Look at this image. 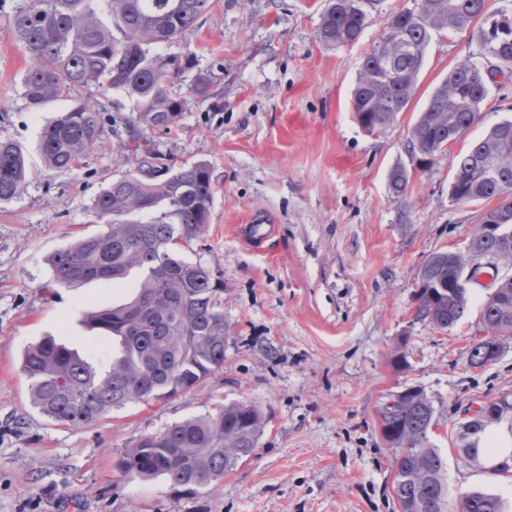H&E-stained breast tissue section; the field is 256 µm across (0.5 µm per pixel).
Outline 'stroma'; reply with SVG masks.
Instances as JSON below:
<instances>
[{"instance_id": "35a3bbf8", "label": "stroma", "mask_w": 512, "mask_h": 512, "mask_svg": "<svg viewBox=\"0 0 512 512\" xmlns=\"http://www.w3.org/2000/svg\"><path fill=\"white\" fill-rule=\"evenodd\" d=\"M19 3L0 0V140L21 144L30 161L22 193L0 204V512H398L394 452L375 410L406 385L434 404L431 441L450 493L483 489L511 506L512 473L466 466L455 432L466 409L512 393V342L485 368L467 363L494 277L512 267L470 283L469 313L451 329L416 320L412 301L428 257L465 250L487 208L452 202L453 157L512 116L511 82L492 88L478 122L432 164L408 152L433 90L476 56L471 32L433 35L408 108L375 133L355 121L350 90L389 13L411 0H381L359 41L339 48L316 39L325 0H214L179 42L153 45L194 55L212 79L206 98L190 94L196 71L177 82L185 110L151 145L170 170L210 167L209 222L181 251L224 284V367L193 390L69 429L32 406L20 357L45 335L100 359L112 349L80 319L91 306L124 302L128 289L55 285L47 258L101 232L94 199L136 166L132 103L88 86L30 107V60L9 26ZM78 101L101 110L104 133L78 171L48 170L37 152L42 129ZM398 165L410 175L402 200L388 189ZM231 402L259 406L267 425L255 455L223 479L188 491L120 472L124 450L144 436Z\"/></svg>"}]
</instances>
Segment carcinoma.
<instances>
[{
	"label": "carcinoma",
	"mask_w": 512,
	"mask_h": 512,
	"mask_svg": "<svg viewBox=\"0 0 512 512\" xmlns=\"http://www.w3.org/2000/svg\"><path fill=\"white\" fill-rule=\"evenodd\" d=\"M106 2L110 22L100 18ZM380 0H327L316 38L327 48L357 42ZM211 0H23L10 17L31 65L25 93L38 109L78 86L97 85L135 103L128 118L135 169L112 181L94 199L92 213L105 230L62 247L48 258L52 280L71 286L86 281H121L129 300L84 314L90 329L115 341L112 356L99 362L52 336L27 346L21 371L30 381L32 406L61 427L99 421L129 403L166 399L192 390L224 367V288L210 271L182 256L179 244L198 237L213 202L210 168L195 162L160 180L150 134L179 121L186 100L172 92L195 67L185 54L158 55L151 46L173 42L192 30ZM478 24V59L456 65L429 97L415 122L409 152L426 161L476 123L496 84L494 74L512 76V0L496 10L489 0H413L389 14L379 42L362 60L351 91L353 112L374 132L404 111L416 89L426 49L435 33H455ZM104 117L88 102L60 113L44 129L39 151L45 165L67 173L100 140ZM451 199L494 201L474 225L469 251L434 253L425 262L413 294L415 318L438 330L468 314L470 295L462 273L471 257L493 253L512 264V120L490 127L454 159ZM25 150L0 140V203L26 185ZM390 193L403 199L409 175L395 167ZM484 336L473 341L468 367L497 361L512 339V276L498 282L482 305ZM435 408L425 390L408 387L386 396L377 410L379 431L396 450L393 494L400 512H504L492 493L470 491L450 502L445 463L431 442ZM512 424V397L480 405L459 423L460 458L493 474L512 470L485 447L488 433ZM266 425L254 404L230 403L147 435L127 449L119 466L126 476L163 477L171 485L204 488L253 456Z\"/></svg>",
	"instance_id": "1"
}]
</instances>
